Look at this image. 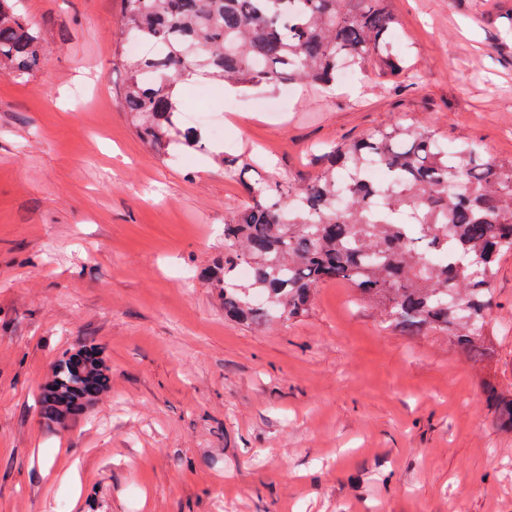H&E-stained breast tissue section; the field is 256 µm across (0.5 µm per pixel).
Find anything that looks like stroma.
<instances>
[{"label":"stroma","mask_w":512,"mask_h":512,"mask_svg":"<svg viewBox=\"0 0 512 512\" xmlns=\"http://www.w3.org/2000/svg\"><path fill=\"white\" fill-rule=\"evenodd\" d=\"M40 68L0 74V512H512V434L481 378L512 391V255L490 290L484 363L388 326L342 283L257 329L195 275L224 252L245 183L308 181L332 147L394 123L512 159V0H389L399 86L358 75L225 113L247 155L146 144L120 101L122 0H16ZM97 346L112 391L47 426L55 358ZM53 474H42L44 461Z\"/></svg>","instance_id":"35a3bbf8"}]
</instances>
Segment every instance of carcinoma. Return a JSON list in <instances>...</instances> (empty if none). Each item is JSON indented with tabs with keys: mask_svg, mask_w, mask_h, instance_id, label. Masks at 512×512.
<instances>
[{
	"mask_svg": "<svg viewBox=\"0 0 512 512\" xmlns=\"http://www.w3.org/2000/svg\"><path fill=\"white\" fill-rule=\"evenodd\" d=\"M388 0H123V27L153 50L126 60L120 93L133 124L151 145L207 150L200 131L179 122L175 88L192 72L240 87L337 83L340 68L375 71L396 82L402 59L390 43L395 19ZM42 49L34 28L0 0V65L24 77L39 69ZM448 168L446 141L401 125L379 129L333 151L332 163L309 182L247 186L248 202L224 221V258L203 275L224 314L260 326L304 313L324 283L350 284L360 300L384 309L405 332L433 329L463 354L493 353L487 319L490 286L502 255L512 253V160L490 163L475 142L455 147ZM374 159L385 174L380 189L346 188L342 173ZM467 188L458 192L453 181ZM383 194L379 216L370 196ZM434 251L449 253L437 264ZM251 275L241 279L238 267ZM112 376L97 347L65 351L39 387L48 425L85 415L107 394ZM486 407L512 432V392L482 386Z\"/></svg>",
	"mask_w": 512,
	"mask_h": 512,
	"instance_id": "obj_1",
	"label": "carcinoma"
}]
</instances>
